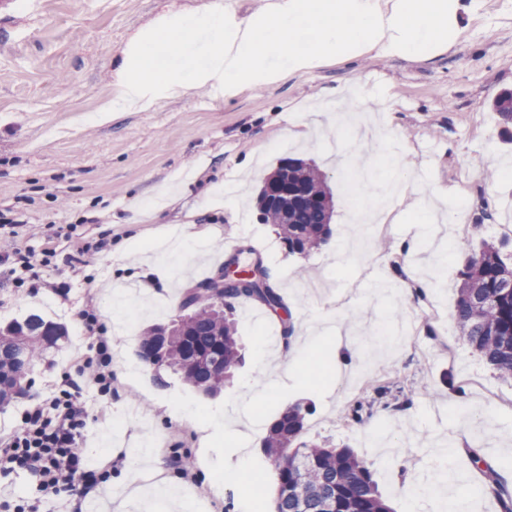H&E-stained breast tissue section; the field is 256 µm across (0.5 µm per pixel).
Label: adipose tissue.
<instances>
[{"instance_id":"ef3b65f1","label":"adipose tissue","mask_w":512,"mask_h":512,"mask_svg":"<svg viewBox=\"0 0 512 512\" xmlns=\"http://www.w3.org/2000/svg\"><path fill=\"white\" fill-rule=\"evenodd\" d=\"M465 0H270L265 10L242 15L231 0L203 11L165 19L136 48L134 72H122L121 93L106 112L150 110L159 95H180L204 84L213 94L233 95L245 87L278 85L292 73L327 61H348L370 51L430 57L450 49ZM330 346L322 366L346 374L356 354L334 327L297 336L274 377L247 385L238 404L241 426H226L213 413L206 445L226 438L243 442L242 427L256 423L268 395L282 377H292L309 355Z\"/></svg>"}]
</instances>
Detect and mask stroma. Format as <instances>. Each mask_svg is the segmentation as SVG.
Masks as SVG:
<instances>
[{
    "mask_svg": "<svg viewBox=\"0 0 512 512\" xmlns=\"http://www.w3.org/2000/svg\"><path fill=\"white\" fill-rule=\"evenodd\" d=\"M212 2L40 0L34 12L27 0H15L10 18L0 19V224L32 263L21 285L12 263H0V325L38 313L67 329L38 364L29 396L50 395L71 364L88 354L90 332L80 313L96 309L99 335L120 341L112 351L111 397L100 399L91 390L84 395L89 417L81 446L90 465L112 466L103 497L129 472L143 484L160 472L177 476L174 457L188 455L195 469L184 484L197 512H240L233 481L217 495L206 480L203 428L208 414L231 409L244 384L262 378L260 330L280 333L281 316L268 311L256 322L237 313L245 363L213 399L171 372L147 366L132 377L125 367L137 359L138 332L180 315L169 305L171 292L213 276L224 244L247 251L258 242L290 314L305 323H342L362 357L342 379L314 384L302 372L277 387L265 404V425L289 405L311 404L307 441L345 445L370 461L394 512H436L432 498L411 509L398 485L428 474L433 450L454 438L448 394L463 388L479 409L467 442L512 487L506 458L512 382L499 379L458 331V265L448 264L444 285L422 293L439 246L407 244L416 231L408 215L433 183L450 191L439 206L448 224L456 222L459 200L469 202L466 227L455 236L472 250L485 241L512 242V126L492 108L500 93L512 91V0H474L455 45L426 60L372 52L353 64L291 76L272 90L246 88L224 99L199 86L160 97L147 112L97 119L118 94V68L136 43L164 18ZM355 82L384 100V135L410 148L405 165L414 179L396 205L404 219L370 235L367 262L337 264L327 247L301 260L259 219L261 178L287 157L316 165L335 196L333 237L349 235L350 211L362 202V176L348 150L355 133L348 126L331 131L306 125L303 111L316 101L331 106ZM286 129L295 139L282 140ZM484 211L488 225L476 226ZM187 222L210 233V241L187 242L179 266L155 274L145 314L135 316L133 335H123L120 323L109 320L103 285L126 294L141 278L143 261L157 258L159 237ZM100 241L105 248L97 265L83 266L81 247ZM301 266L307 270L302 277ZM377 273L412 286L413 294L404 299L394 290L385 300L372 297L370 280ZM359 400L366 407L359 420H349ZM117 411L127 422L107 446L101 435ZM366 424L374 436L387 437L388 449L367 441ZM148 440L155 443V461L135 462L131 449ZM453 463L477 512H503L466 449Z\"/></svg>",
    "mask_w": 512,
    "mask_h": 512,
    "instance_id": "obj_1",
    "label": "stroma"
}]
</instances>
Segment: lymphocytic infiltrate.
Masks as SVG:
<instances>
[{"mask_svg":"<svg viewBox=\"0 0 512 512\" xmlns=\"http://www.w3.org/2000/svg\"><path fill=\"white\" fill-rule=\"evenodd\" d=\"M112 352L105 337H94L90 352L78 361L61 389L28 405L22 424L0 448V476L23 473L35 487L31 498L4 502L5 512H41L43 505L70 493L73 512L100 494L110 472L89 465L82 449L88 411L83 390L112 393Z\"/></svg>","mask_w":512,"mask_h":512,"instance_id":"1","label":"lymphocytic infiltrate"}]
</instances>
